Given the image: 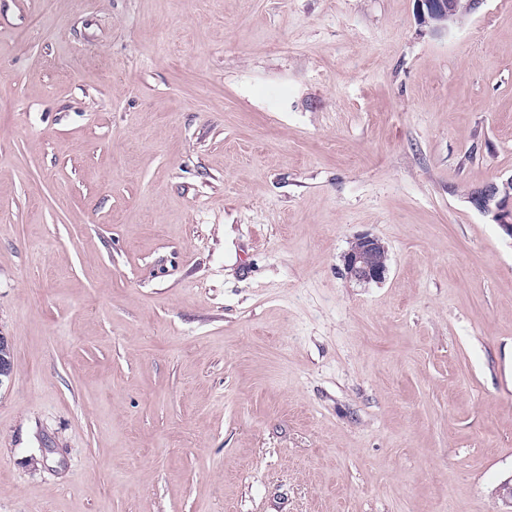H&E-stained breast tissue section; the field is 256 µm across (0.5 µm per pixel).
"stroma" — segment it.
Wrapping results in <instances>:
<instances>
[{"label":"stroma","mask_w":512,"mask_h":512,"mask_svg":"<svg viewBox=\"0 0 512 512\" xmlns=\"http://www.w3.org/2000/svg\"><path fill=\"white\" fill-rule=\"evenodd\" d=\"M511 175L512 0H0V512H503ZM419 22L434 34H451L460 28L464 18L471 16L483 0H416ZM472 206L483 214H491L495 224L512 238V177L491 180L469 194ZM388 251L382 241L368 233L357 235L343 256V272L359 284L380 282L387 272Z\"/></svg>","instance_id":"obj_1"}]
</instances>
